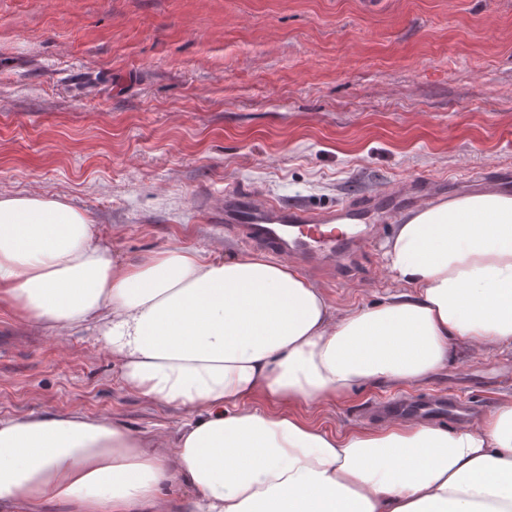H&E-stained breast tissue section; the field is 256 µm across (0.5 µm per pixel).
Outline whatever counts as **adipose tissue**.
I'll list each match as a JSON object with an SVG mask.
<instances>
[{"mask_svg":"<svg viewBox=\"0 0 512 512\" xmlns=\"http://www.w3.org/2000/svg\"><path fill=\"white\" fill-rule=\"evenodd\" d=\"M385 257L403 291L341 313L287 262L173 248L125 265L84 211L0 194V306L94 325L129 388L192 412L171 454L105 416L0 417V512H512V401L454 431L292 412L424 380L463 344L512 347V193L412 215Z\"/></svg>","mask_w":512,"mask_h":512,"instance_id":"obj_1","label":"adipose tissue"}]
</instances>
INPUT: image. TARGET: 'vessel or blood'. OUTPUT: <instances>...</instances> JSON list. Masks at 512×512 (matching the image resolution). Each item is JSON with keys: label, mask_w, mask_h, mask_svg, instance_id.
<instances>
[{"label": "vessel or blood", "mask_w": 512, "mask_h": 512, "mask_svg": "<svg viewBox=\"0 0 512 512\" xmlns=\"http://www.w3.org/2000/svg\"><path fill=\"white\" fill-rule=\"evenodd\" d=\"M444 191L435 179L402 182L396 190L367 194L358 203L314 211L296 204L261 200L251 192H231L216 215L228 231L249 244L282 253L296 261L327 271L347 266L366 241L381 203H389L392 212L411 207L424 210L435 205ZM383 412L401 415L410 411L437 416L459 414L455 400L437 398L412 404L387 401Z\"/></svg>", "instance_id": "b4317fda"}]
</instances>
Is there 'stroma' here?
I'll return each instance as SVG.
<instances>
[{
	"label": "stroma",
	"instance_id": "stroma-1",
	"mask_svg": "<svg viewBox=\"0 0 512 512\" xmlns=\"http://www.w3.org/2000/svg\"><path fill=\"white\" fill-rule=\"evenodd\" d=\"M512 169V0H0V194L85 211L123 262L170 248L250 255L211 211L251 190L323 210L422 176ZM378 218L340 311L397 292ZM512 400V348H461L428 379L300 408L382 428L374 401ZM114 417L169 444L187 420L123 382L90 329L0 308V417Z\"/></svg>",
	"mask_w": 512,
	"mask_h": 512
}]
</instances>
